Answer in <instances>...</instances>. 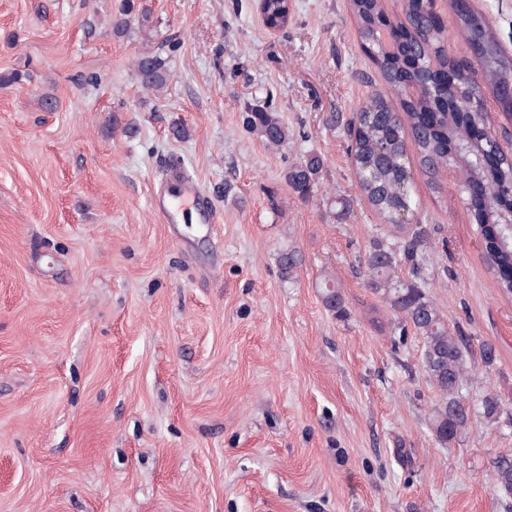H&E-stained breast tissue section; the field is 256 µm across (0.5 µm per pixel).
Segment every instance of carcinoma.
Returning a JSON list of instances; mask_svg holds the SVG:
<instances>
[{"mask_svg":"<svg viewBox=\"0 0 512 512\" xmlns=\"http://www.w3.org/2000/svg\"><path fill=\"white\" fill-rule=\"evenodd\" d=\"M456 25L469 49L472 62L488 77L487 84L497 109L512 114V103L502 96L501 89L512 85V56L505 53L492 34L486 18L470 9L465 0H449ZM358 21L360 39L375 56L372 62L383 80L394 91H401L415 80H424L423 91L404 102L403 112L395 117L381 112L367 117L358 131L354 150L359 161L371 166L375 178L361 187L370 205L390 223L404 211H413L410 181L401 166V154L412 143L422 170L432 178L439 169L451 166L462 173L461 189L472 182L485 188L482 203L470 212L477 228L484 231L485 256L502 293L512 295V278L499 271L512 270V161L502 160L487 166L480 162L481 151L469 139L474 125L487 121L484 87L460 75L458 85L443 81L427 69L428 57L444 50L447 34L426 17L423 0H404L405 21L417 28L419 40L413 52L400 50L386 54L377 45L380 25L395 24L384 15L379 0H352ZM134 0H123L112 20L116 30L125 29L133 18ZM137 76L146 90H159L167 82L164 61L145 53L134 61ZM247 124L269 147L288 145L289 132L277 113L257 108L249 113ZM323 159L310 153L287 171L285 180L291 191L307 200L319 181ZM428 231L420 225L410 228L407 236L388 240L375 239L365 256L363 273L375 293L390 305L398 319V327L412 329L423 338L421 364L437 391L439 400L430 421L436 444L446 448L457 438L469 421L471 406L464 395L469 382L466 357L470 344L466 337L452 332L434 301L421 286L423 251L428 245ZM411 264V278L397 275L400 260ZM326 308L340 317L345 312L343 297L332 279L322 283ZM480 414L496 423L503 415L498 394L486 392L478 404ZM491 480L503 512H512V455L502 454L491 463Z\"/></svg>","mask_w":512,"mask_h":512,"instance_id":"1","label":"carcinoma"}]
</instances>
